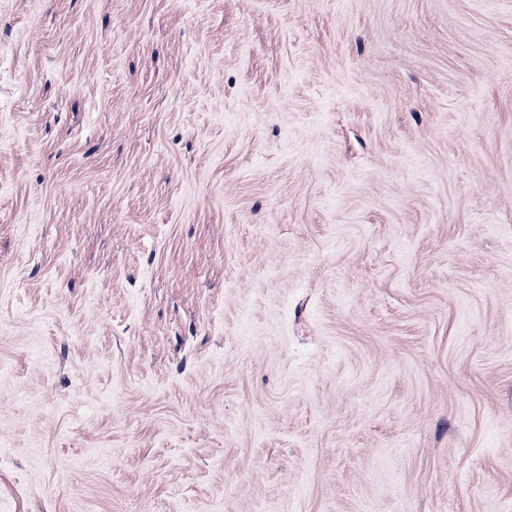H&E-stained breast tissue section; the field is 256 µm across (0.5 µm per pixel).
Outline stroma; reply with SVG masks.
<instances>
[{"label":"stroma","instance_id":"35a3bbf8","mask_svg":"<svg viewBox=\"0 0 512 512\" xmlns=\"http://www.w3.org/2000/svg\"><path fill=\"white\" fill-rule=\"evenodd\" d=\"M0 512H512V0H0Z\"/></svg>","mask_w":512,"mask_h":512}]
</instances>
